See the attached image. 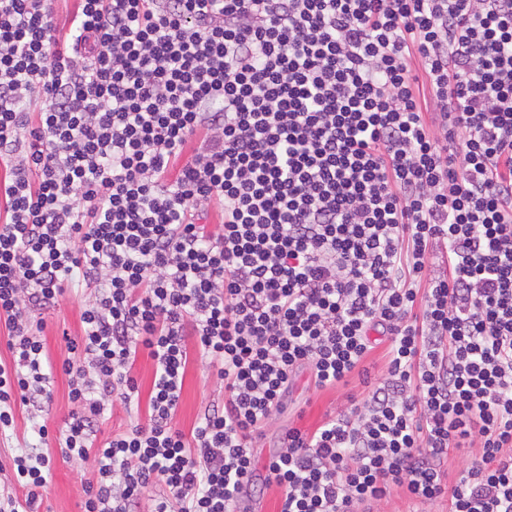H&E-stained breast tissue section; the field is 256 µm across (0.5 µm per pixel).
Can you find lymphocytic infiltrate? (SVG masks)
Instances as JSON below:
<instances>
[{"label": "lymphocytic infiltrate", "mask_w": 512, "mask_h": 512, "mask_svg": "<svg viewBox=\"0 0 512 512\" xmlns=\"http://www.w3.org/2000/svg\"><path fill=\"white\" fill-rule=\"evenodd\" d=\"M54 2L0 0V432L53 403L45 315L75 281L61 439L97 471L83 512H139L156 485L152 512L272 487L279 512L396 487L512 512V0H78L65 34ZM380 340L367 397L260 463L299 374L337 386ZM195 352L224 401L187 435ZM139 401L98 441L107 405ZM50 460L12 457L0 512H36ZM108 407V420H106L101 426V429L97 434L98 441H104L109 436H112V429L114 431L123 429L129 427L131 424H136L137 421L144 422L146 418V404L142 401L140 402L139 408L134 404L127 409L120 404H116L114 407L109 405ZM479 448H459L453 449L448 455L447 464L445 463V470L447 471V483L450 485L455 484L456 479L462 470H464L478 455Z\"/></svg>", "instance_id": "lymphocytic-infiltrate-1"}]
</instances>
